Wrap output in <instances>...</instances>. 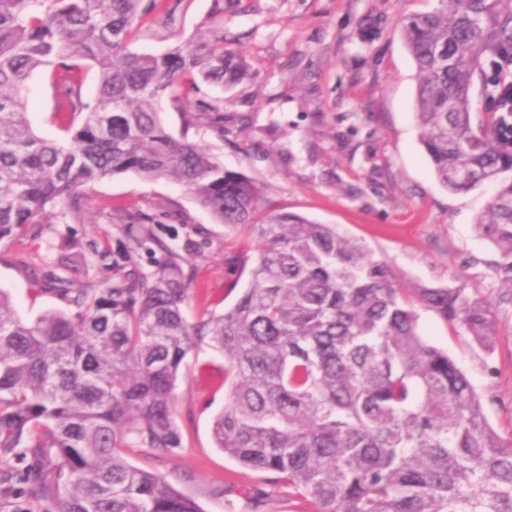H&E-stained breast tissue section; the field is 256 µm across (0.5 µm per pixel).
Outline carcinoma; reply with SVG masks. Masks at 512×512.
Wrapping results in <instances>:
<instances>
[{
    "instance_id": "obj_1",
    "label": "carcinoma",
    "mask_w": 512,
    "mask_h": 512,
    "mask_svg": "<svg viewBox=\"0 0 512 512\" xmlns=\"http://www.w3.org/2000/svg\"><path fill=\"white\" fill-rule=\"evenodd\" d=\"M145 0H0V240L79 188L118 174L179 183L220 224L261 241L238 258L247 282L219 315L184 316L183 263L142 224L128 244L92 254L120 271L108 281L45 275L76 308L32 322L0 293V483L30 459L31 492L58 512H203L133 465L135 448L182 447L174 389L186 355L224 358L216 447L276 475L309 510L512 512V437L490 422L484 395L448 351L420 333V312L464 331L486 356L496 318L458 286L403 288L365 244L299 214L263 207L262 187L203 145L173 135L158 104L180 82L232 87L248 76L224 33L163 54L130 50ZM418 73L417 122L438 181L495 192L474 224L494 249L498 302L512 305V97L497 96L491 60L512 53V0H436L401 20ZM98 72L95 102L66 60ZM53 68L61 137H42L26 112L31 75ZM198 120L224 136L218 102ZM169 259L128 268L132 251ZM57 264H86L65 239Z\"/></svg>"
}]
</instances>
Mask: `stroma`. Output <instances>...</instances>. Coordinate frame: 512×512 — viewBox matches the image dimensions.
<instances>
[{"mask_svg":"<svg viewBox=\"0 0 512 512\" xmlns=\"http://www.w3.org/2000/svg\"><path fill=\"white\" fill-rule=\"evenodd\" d=\"M434 0H159L144 16L133 51L159 54L186 46L214 29L241 52L249 75L225 89L178 87L161 103L174 135L202 143L225 167L264 188L271 208L333 224L361 240L407 288L465 284L495 299L496 254L473 231L494 192L486 185L452 193L434 177L414 119L416 65L400 33L405 13H424ZM224 103V135L187 121L207 103ZM52 70L28 82L27 112L34 130L58 135ZM135 222L186 260L184 306L189 321L223 312L233 302L227 285L239 275L240 250L256 249L246 231L217 223L176 182L132 173L98 181L68 199L47 223L31 224L0 241V291L31 321L69 304L43 277L56 270L62 238L100 250L125 243ZM492 356L471 350L432 313L421 315L423 335L448 350L489 401L488 417L512 434V308L496 307ZM224 359L208 348L185 358L175 388L181 448L131 451L150 470L194 498L203 512H289L288 486L271 484L215 447L212 419L224 407ZM269 497L256 506L252 491Z\"/></svg>","mask_w":512,"mask_h":512,"instance_id":"obj_1","label":"stroma"}]
</instances>
